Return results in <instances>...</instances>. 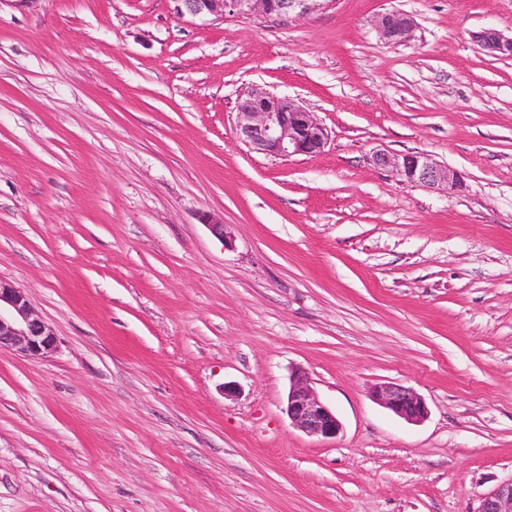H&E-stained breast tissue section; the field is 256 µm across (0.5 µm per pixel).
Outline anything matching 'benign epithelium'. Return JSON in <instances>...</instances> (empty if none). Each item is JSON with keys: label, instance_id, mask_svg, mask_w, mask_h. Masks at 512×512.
<instances>
[{"label": "benign epithelium", "instance_id": "obj_1", "mask_svg": "<svg viewBox=\"0 0 512 512\" xmlns=\"http://www.w3.org/2000/svg\"><path fill=\"white\" fill-rule=\"evenodd\" d=\"M179 15L206 20H222L227 16H302L311 11L315 0H174ZM377 31L387 44L406 42L413 36V18L401 11L382 14ZM473 41L486 53L512 57V37L494 28L472 33ZM238 139L251 150L279 157L313 156L328 141L326 128L312 113L294 100L277 96L259 88L238 97ZM375 165L391 170L403 180L449 192L461 185V174L437 163L423 152L391 154L378 150ZM205 224L224 245H232L224 221L211 215ZM57 347L52 328L35 314L21 289L0 279V351H14L32 360L49 356ZM382 407L408 422H420L428 415L424 399L413 389L393 383H382L371 391ZM283 412L290 424L310 437L323 440L336 438L342 423L336 414L312 389L306 372L292 373ZM477 512H512V479L500 484L481 498Z\"/></svg>", "mask_w": 512, "mask_h": 512}]
</instances>
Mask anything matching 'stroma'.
Listing matches in <instances>:
<instances>
[{
    "mask_svg": "<svg viewBox=\"0 0 512 512\" xmlns=\"http://www.w3.org/2000/svg\"><path fill=\"white\" fill-rule=\"evenodd\" d=\"M394 9L400 45L374 26ZM484 28L511 37L512 0L216 22L0 0V279L57 337L0 351V512H476L512 480V58ZM254 87L314 112L324 150L240 142ZM297 368L336 439L290 425ZM383 382L427 418L373 401ZM376 27L385 43L397 44L411 39L415 23L409 14L401 11H390L378 18ZM473 41L486 53L512 57V37H505L494 28H484L472 33ZM375 165L391 170L403 180L429 188H444L454 192L461 185V174L447 166L437 163L423 152L408 154H390L378 150L373 154ZM382 407L408 422H420L428 415L424 399L413 389L393 383H382L371 391Z\"/></svg>",
    "mask_w": 512,
    "mask_h": 512,
    "instance_id": "stroma-1",
    "label": "stroma"
}]
</instances>
